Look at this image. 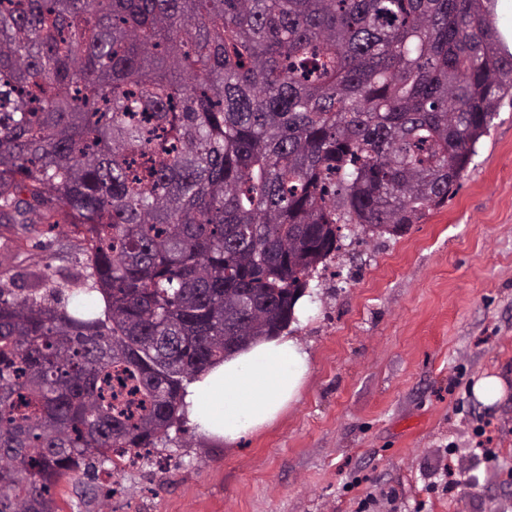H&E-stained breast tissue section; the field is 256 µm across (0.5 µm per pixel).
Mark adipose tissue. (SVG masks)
<instances>
[{
	"instance_id": "obj_1",
	"label": "adipose tissue",
	"mask_w": 512,
	"mask_h": 512,
	"mask_svg": "<svg viewBox=\"0 0 512 512\" xmlns=\"http://www.w3.org/2000/svg\"><path fill=\"white\" fill-rule=\"evenodd\" d=\"M310 356L285 335L251 343L200 375L185 411L208 434L232 442L273 423L298 395Z\"/></svg>"
}]
</instances>
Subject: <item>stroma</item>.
Returning <instances> with one entry per match:
<instances>
[{"label": "stroma", "mask_w": 512, "mask_h": 512, "mask_svg": "<svg viewBox=\"0 0 512 512\" xmlns=\"http://www.w3.org/2000/svg\"><path fill=\"white\" fill-rule=\"evenodd\" d=\"M44 232L27 251L0 224V281L24 293L39 272L74 305L80 242ZM309 292L289 334L310 371L277 421L233 443L181 421L114 486L59 480L60 512H512V97L447 202L399 236L350 228ZM485 375L505 386L491 406ZM474 395L482 402L491 404L504 392L502 381L496 376L479 379L472 388Z\"/></svg>", "instance_id": "1"}]
</instances>
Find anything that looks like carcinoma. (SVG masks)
<instances>
[{"instance_id":"obj_1","label":"carcinoma","mask_w":512,"mask_h":512,"mask_svg":"<svg viewBox=\"0 0 512 512\" xmlns=\"http://www.w3.org/2000/svg\"><path fill=\"white\" fill-rule=\"evenodd\" d=\"M483 0H0V223L85 243L60 305L0 284V512L144 454L186 384L279 335L341 225L448 199L503 98Z\"/></svg>"}]
</instances>
